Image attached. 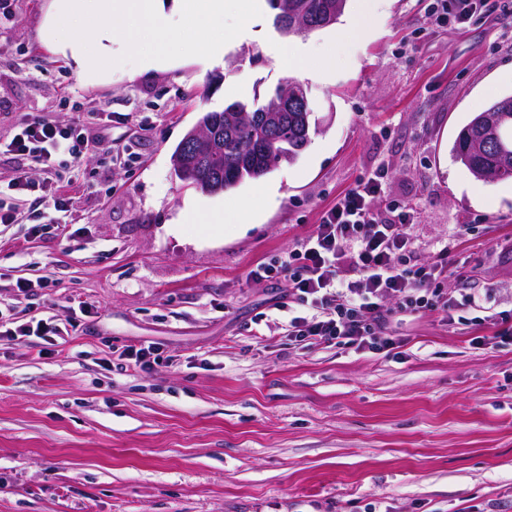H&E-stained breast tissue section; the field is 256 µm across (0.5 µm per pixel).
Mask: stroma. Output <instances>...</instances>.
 Listing matches in <instances>:
<instances>
[{"instance_id":"35a3bbf8","label":"stroma","mask_w":512,"mask_h":512,"mask_svg":"<svg viewBox=\"0 0 512 512\" xmlns=\"http://www.w3.org/2000/svg\"><path fill=\"white\" fill-rule=\"evenodd\" d=\"M433 6L372 0L351 38L337 24L293 37L304 53L286 74L274 10L248 22L228 0L225 35H253L221 63L180 36L174 68L145 71L129 54L88 81L42 36L50 0H8L0 140L31 115L78 117L89 146L52 180L67 225L34 224V197L11 199L0 306L23 321L68 319L83 301L97 311L48 349L33 336L0 343V512H512V343L477 349L490 326L424 315L398 322L399 357L299 350L274 307L286 282L248 279L387 165L379 202L416 206L421 254L449 244L471 260L448 289L490 314L512 309V179H476L452 151L477 112L512 94V25L494 20L512 0H487L461 27L429 24ZM289 78L317 124L295 161L212 194L175 175L172 152L203 113L265 101ZM268 185L276 195L255 205ZM251 206L252 223L209 221ZM143 341L161 345L152 373L110 363Z\"/></svg>"}]
</instances>
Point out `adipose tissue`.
I'll list each match as a JSON object with an SVG mask.
<instances>
[{
  "instance_id": "obj_1",
  "label": "adipose tissue",
  "mask_w": 512,
  "mask_h": 512,
  "mask_svg": "<svg viewBox=\"0 0 512 512\" xmlns=\"http://www.w3.org/2000/svg\"><path fill=\"white\" fill-rule=\"evenodd\" d=\"M224 0H52L43 35L86 80L109 77L122 65L125 52L149 45L142 57L146 69H168L171 19L193 38L198 56L213 62L224 57L225 39L215 33Z\"/></svg>"
}]
</instances>
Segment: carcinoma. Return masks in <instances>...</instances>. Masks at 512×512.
<instances>
[{
    "mask_svg": "<svg viewBox=\"0 0 512 512\" xmlns=\"http://www.w3.org/2000/svg\"><path fill=\"white\" fill-rule=\"evenodd\" d=\"M288 5L302 6L311 27L290 32L277 28L285 37L305 35L326 27L323 14L327 4L336 6V16H341L346 0H286ZM303 85L289 80L276 87L268 100L253 108L234 102L236 112H206L199 122H211L212 134L221 148L187 159V148L194 141L195 130L187 132L176 146L172 158L182 160L175 169L177 176L203 192L219 185L224 190L238 186L246 179L257 180L283 163L281 154L288 151V161H294L311 140L310 104L295 103L296 92ZM512 116V95L494 100L485 110L475 114L461 129L453 144L456 159L479 180L485 174L496 172V178H512V128L504 140L502 153L498 149L476 148L480 129L500 115Z\"/></svg>",
    "mask_w": 512,
    "mask_h": 512,
    "instance_id": "1",
    "label": "carcinoma"
}]
</instances>
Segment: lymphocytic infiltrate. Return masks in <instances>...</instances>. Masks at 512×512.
I'll use <instances>...</instances> for the list:
<instances>
[{"mask_svg":"<svg viewBox=\"0 0 512 512\" xmlns=\"http://www.w3.org/2000/svg\"><path fill=\"white\" fill-rule=\"evenodd\" d=\"M87 146L79 121L58 126L38 116L26 118L5 144L7 152L47 172L61 156L81 166ZM388 177L383 166L358 179L322 211L308 236L252 270L257 283L287 280L284 304L299 309L288 322L289 343L390 353L404 345L393 332L394 316L430 314L451 325L459 311L479 308L474 295L444 288L447 250L432 260L417 258L408 232L415 221L412 208L394 203L376 209Z\"/></svg>","mask_w":512,"mask_h":512,"instance_id":"1","label":"lymphocytic infiltrate"}]
</instances>
